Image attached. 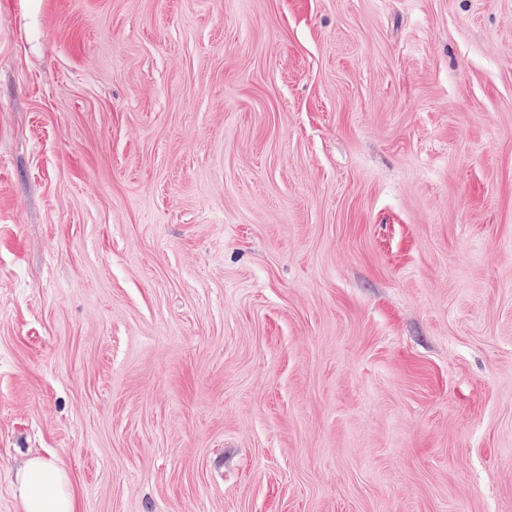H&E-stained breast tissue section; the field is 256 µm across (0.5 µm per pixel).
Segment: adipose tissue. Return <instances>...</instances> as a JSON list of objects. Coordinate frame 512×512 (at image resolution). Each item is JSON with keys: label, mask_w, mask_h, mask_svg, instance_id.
<instances>
[{"label": "adipose tissue", "mask_w": 512, "mask_h": 512, "mask_svg": "<svg viewBox=\"0 0 512 512\" xmlns=\"http://www.w3.org/2000/svg\"><path fill=\"white\" fill-rule=\"evenodd\" d=\"M16 494L22 512H78L69 475L51 458L27 461L17 476Z\"/></svg>", "instance_id": "adipose-tissue-1"}]
</instances>
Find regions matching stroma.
<instances>
[{
	"mask_svg": "<svg viewBox=\"0 0 512 512\" xmlns=\"http://www.w3.org/2000/svg\"><path fill=\"white\" fill-rule=\"evenodd\" d=\"M512 512V0H0V512ZM15 492L22 512H78L69 475L51 458H30L17 476Z\"/></svg>",
	"mask_w": 512,
	"mask_h": 512,
	"instance_id": "1",
	"label": "stroma"
}]
</instances>
